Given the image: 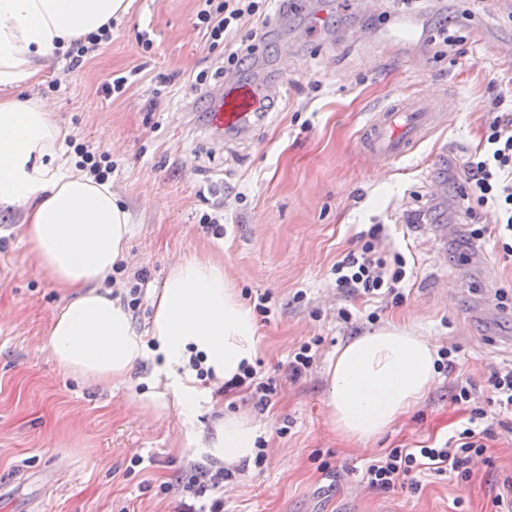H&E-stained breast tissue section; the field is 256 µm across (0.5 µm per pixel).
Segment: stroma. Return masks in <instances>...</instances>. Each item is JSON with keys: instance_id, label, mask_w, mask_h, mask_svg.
Listing matches in <instances>:
<instances>
[{"instance_id": "35a3bbf8", "label": "stroma", "mask_w": 512, "mask_h": 512, "mask_svg": "<svg viewBox=\"0 0 512 512\" xmlns=\"http://www.w3.org/2000/svg\"><path fill=\"white\" fill-rule=\"evenodd\" d=\"M196 0H132L110 42L77 70L55 54L41 83L15 96L45 101L52 118L77 140L111 150V185L131 214L129 269H145L161 288L172 266L196 255L220 261L248 305L269 294L270 312L256 315V362L263 374L284 371L300 342L321 337L306 376L284 378L265 409L244 391L201 384L190 424L142 411L138 396L153 372L137 362L127 382L101 386L63 374L46 346L64 294L34 265L15 231L22 212H0V512H180V499L159 486L188 460L205 461L197 442L228 413L263 426V467L248 468L224 489V512H491L512 479V414L489 403L494 371L512 363V256L492 238L464 256L469 220L463 185L452 179L512 86V0H418L402 16L399 0L361 11L352 0H300L272 10L270 36L259 43L258 74L288 86L249 135L215 144L191 82L224 60L193 27ZM329 16L310 38L298 31L319 11ZM454 24L456 44L438 47L440 18ZM149 31L154 49L138 45ZM130 75L120 97L106 96L112 75ZM60 82L58 92L48 90ZM444 91L457 102L447 124L415 151L379 172L364 154L370 112L398 97ZM449 179L445 199L430 185ZM424 228L410 229L412 212ZM224 219L223 235L201 224ZM389 225L395 245H408L413 276L404 298L384 304L381 323L404 325L436 346L455 345L459 362L441 372L420 404L380 438L348 441L329 425L325 369L336 349L369 325L336 318L358 311L331 271L360 244L371 223ZM303 301H295L297 291ZM483 397L489 462L475 461L470 479L425 478L420 489L365 487L361 472L388 448H415L451 436L465 416L452 402L455 384ZM143 462L131 467L132 456ZM331 468L318 469L317 456Z\"/></svg>"}]
</instances>
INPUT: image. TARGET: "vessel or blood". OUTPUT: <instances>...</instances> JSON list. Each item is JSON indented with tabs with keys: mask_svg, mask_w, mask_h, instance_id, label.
<instances>
[{
	"mask_svg": "<svg viewBox=\"0 0 512 512\" xmlns=\"http://www.w3.org/2000/svg\"><path fill=\"white\" fill-rule=\"evenodd\" d=\"M227 95L208 98L206 119L217 137L236 139L248 133L256 118L255 111L274 92L259 82L224 79ZM448 105L442 98L411 100L398 98L370 113L362 131V144L371 162L383 170L408 155L432 127L447 120Z\"/></svg>",
	"mask_w": 512,
	"mask_h": 512,
	"instance_id": "b4317fda",
	"label": "vessel or blood"
}]
</instances>
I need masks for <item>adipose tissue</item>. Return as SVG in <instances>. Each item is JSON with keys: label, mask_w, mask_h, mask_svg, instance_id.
I'll list each match as a JSON object with an SVG mask.
<instances>
[{"label": "adipose tissue", "mask_w": 512, "mask_h": 512, "mask_svg": "<svg viewBox=\"0 0 512 512\" xmlns=\"http://www.w3.org/2000/svg\"><path fill=\"white\" fill-rule=\"evenodd\" d=\"M129 0H0V90L37 82L47 57L97 33L127 12ZM65 138L41 100L0 97V207L24 210L22 236L40 273L67 298L52 322L47 348L72 377L108 386L128 379L133 363L154 347L162 358L139 396L156 413L195 411L200 353L221 384L256 352L251 309L205 258L176 264L156 294L148 338L135 336L120 297L105 288L115 266L128 262L130 215L110 183L61 173ZM437 350L415 330L388 325L352 338L326 368L330 424L353 441L378 439L434 385ZM260 425L250 415L218 419L204 446L232 467L253 460Z\"/></svg>", "instance_id": "adipose-tissue-1"}]
</instances>
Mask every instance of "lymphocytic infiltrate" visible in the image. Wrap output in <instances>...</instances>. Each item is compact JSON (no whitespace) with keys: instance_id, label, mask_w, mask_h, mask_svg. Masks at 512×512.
Returning a JSON list of instances; mask_svg holds the SVG:
<instances>
[{"instance_id":"1","label":"lymphocytic infiltrate","mask_w":512,"mask_h":512,"mask_svg":"<svg viewBox=\"0 0 512 512\" xmlns=\"http://www.w3.org/2000/svg\"><path fill=\"white\" fill-rule=\"evenodd\" d=\"M198 2L196 28L211 45L223 46L225 71H238L256 53L258 34L267 25V0ZM496 106L497 112L486 124L480 143L464 163L465 196L496 214L495 241L512 256V89L500 92ZM384 236V225H371L359 234L360 249L348 251L333 266L337 288L368 304L365 319L370 323L378 318L373 304L400 302L410 280L406 257L399 250L384 249ZM224 388L249 391L256 406L262 408L278 394L280 380L275 376L259 377L256 368L248 364L225 381ZM452 399L470 408L460 430L431 445L386 449L367 464L363 481L373 489L386 491L404 482L416 489L422 478L447 472L469 478L470 463L485 457L487 441L494 433L483 422L485 412L478 407V395L471 385L456 386ZM243 472L240 466L227 468L214 460L205 464L191 460L175 485H161L160 491H177L181 512H224V486Z\"/></svg>"}]
</instances>
